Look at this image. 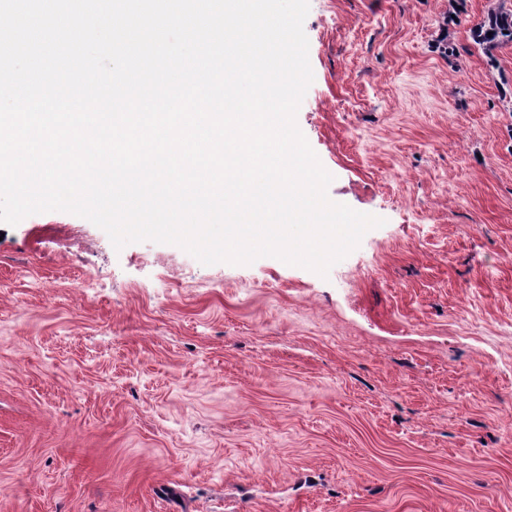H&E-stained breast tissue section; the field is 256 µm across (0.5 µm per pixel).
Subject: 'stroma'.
<instances>
[{"label":"stroma","instance_id":"1","mask_svg":"<svg viewBox=\"0 0 512 512\" xmlns=\"http://www.w3.org/2000/svg\"><path fill=\"white\" fill-rule=\"evenodd\" d=\"M310 0L296 123L383 219L327 276L0 224V512H512V41ZM462 1L464 0H448V15H445L442 23L439 24L437 34L432 41L433 52L447 59L450 56H457L454 37L449 30V25L460 23L459 14L463 12ZM458 6H461V9H458ZM452 15H455V18H452Z\"/></svg>","mask_w":512,"mask_h":512}]
</instances>
